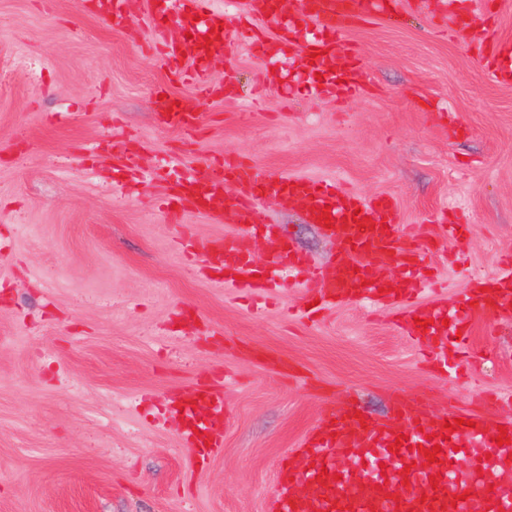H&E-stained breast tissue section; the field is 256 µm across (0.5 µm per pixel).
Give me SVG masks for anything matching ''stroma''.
Instances as JSON below:
<instances>
[{
	"label": "stroma",
	"instance_id": "35a3bbf8",
	"mask_svg": "<svg viewBox=\"0 0 512 512\" xmlns=\"http://www.w3.org/2000/svg\"><path fill=\"white\" fill-rule=\"evenodd\" d=\"M344 34L367 90L338 103L310 82L268 81L285 62L240 39L211 62L232 89L201 99L157 50L148 0L107 28L87 0H0V512H270L279 461L327 400L392 416L425 394L429 413L482 405L512 421V314L480 312L459 377L434 372L395 314L367 302L294 320L312 289L284 279L252 311L215 285L198 243L234 224L194 211L173 221L160 199L192 169L243 156L264 169L391 196L401 232L469 225L432 260L423 300L458 308L471 279L512 256V83L488 82L462 34L437 25L438 0H408ZM193 102L196 135L164 128L158 89ZM138 152L144 178L115 188L105 139ZM261 219L317 263L336 243L301 209L265 199ZM288 359L285 378L254 348ZM225 380L224 447L196 461L164 414L166 396Z\"/></svg>",
	"mask_w": 512,
	"mask_h": 512
}]
</instances>
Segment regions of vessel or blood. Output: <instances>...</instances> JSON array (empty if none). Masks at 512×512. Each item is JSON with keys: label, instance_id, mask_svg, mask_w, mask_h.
Wrapping results in <instances>:
<instances>
[{"label": "vessel or blood", "instance_id": "b4317fda", "mask_svg": "<svg viewBox=\"0 0 512 512\" xmlns=\"http://www.w3.org/2000/svg\"><path fill=\"white\" fill-rule=\"evenodd\" d=\"M128 0H101L100 21L108 27L124 23ZM173 15L179 37H168L165 23H154L151 36L161 42L168 69L195 81L201 93L222 96L225 87L211 83L208 64L238 42L236 28L222 26V14L212 0H162ZM243 10L261 22L263 31L250 38L254 55L284 60L294 51L302 32H311L303 63H314L325 72L315 85L320 95L339 101L357 95L365 85L364 65L343 35L354 22L386 12L385 0H298L294 13H284L280 0H243ZM217 39H210L211 30ZM468 45L483 62L485 78L492 83L512 79L503 69L512 61V42L489 34L471 38ZM162 121L192 133L200 126L199 114L188 102L164 98ZM120 165L114 179L135 174V152L114 150ZM233 196H226L227 187ZM283 204L303 207L310 223L330 213L328 236L337 243L335 263L318 266L287 248L271 225L263 223L258 204L267 196ZM166 203L172 218L193 209L225 213L236 224L235 236L215 239L201 247L209 269L221 272L224 284L250 291L271 286L284 273L305 275L316 286L322 307L352 300L392 304L414 300L403 313L399 327L429 349L434 367L442 376L458 374L460 365L448 356L449 349L467 353L471 330L468 322L486 307L512 310V274L471 280L465 304L456 311L458 323L444 326L448 304L433 300L417 303L429 276L426 258L438 251L445 239H462L469 225H443V235L413 243L395 234L400 212L388 196L366 199L339 190L336 185L301 177L270 173L250 162L234 159L210 163L185 177L169 190ZM371 226L363 228L359 217ZM262 240L265 262H256L245 246ZM424 398L401 399L395 416L381 421L358 418V406L329 408L318 424L280 465L272 512H512V488L498 473L512 463V445H497L499 432L512 438V422H497L471 411L462 412V425L447 433L445 417L432 418ZM168 409L180 426L183 446L205 455L224 446V387L200 382L170 396ZM439 447L437 462L425 451ZM328 480H321V472Z\"/></svg>", "mask_w": 512, "mask_h": 512}]
</instances>
